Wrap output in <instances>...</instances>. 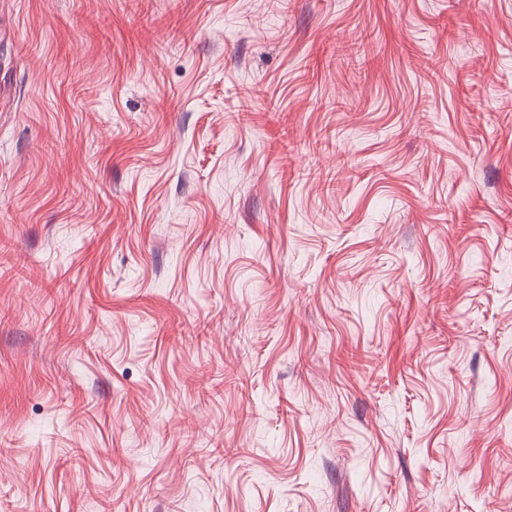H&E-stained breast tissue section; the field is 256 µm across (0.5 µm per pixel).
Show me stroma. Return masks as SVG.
<instances>
[{
	"mask_svg": "<svg viewBox=\"0 0 512 512\" xmlns=\"http://www.w3.org/2000/svg\"><path fill=\"white\" fill-rule=\"evenodd\" d=\"M0 512H512V0H0Z\"/></svg>",
	"mask_w": 512,
	"mask_h": 512,
	"instance_id": "obj_1",
	"label": "stroma"
}]
</instances>
